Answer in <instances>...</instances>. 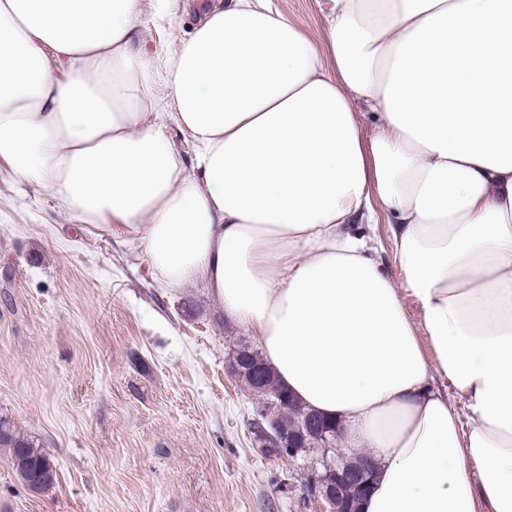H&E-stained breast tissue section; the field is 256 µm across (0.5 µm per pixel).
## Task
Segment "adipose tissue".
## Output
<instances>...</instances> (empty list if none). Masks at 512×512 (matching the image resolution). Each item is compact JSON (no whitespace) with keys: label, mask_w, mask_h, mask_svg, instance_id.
<instances>
[{"label":"adipose tissue","mask_w":512,"mask_h":512,"mask_svg":"<svg viewBox=\"0 0 512 512\" xmlns=\"http://www.w3.org/2000/svg\"><path fill=\"white\" fill-rule=\"evenodd\" d=\"M169 2L0 0V165L252 329L376 462L359 512H512V0H330L322 47L204 0L156 74ZM380 211L400 285L354 230ZM179 4L187 7L171 5V14L158 17L148 11L142 18L137 36L145 43L151 66L162 69L167 64L173 51L181 41L186 40L195 27V14L188 3H202L203 0H180Z\"/></svg>","instance_id":"1"}]
</instances>
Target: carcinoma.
<instances>
[{
	"mask_svg": "<svg viewBox=\"0 0 512 512\" xmlns=\"http://www.w3.org/2000/svg\"><path fill=\"white\" fill-rule=\"evenodd\" d=\"M229 370L239 382L259 396L261 402H276L279 431L298 441L297 457L306 458L311 449L318 448L326 456L333 455L340 459L341 465L346 468H364L366 477L373 478L375 462L372 458L368 455L342 458L335 448L336 441L340 440L336 425L303 408L289 397L267 366L262 353L249 346H240L234 350ZM1 448L8 450L12 468L25 488L40 491L53 484L56 471L51 455L3 419H0ZM320 474L322 486L332 490L337 498L350 503L342 512H356L359 497L355 486L338 480L336 468L328 464L322 466Z\"/></svg>",
	"mask_w": 512,
	"mask_h": 512,
	"instance_id": "1",
	"label": "carcinoma"
}]
</instances>
